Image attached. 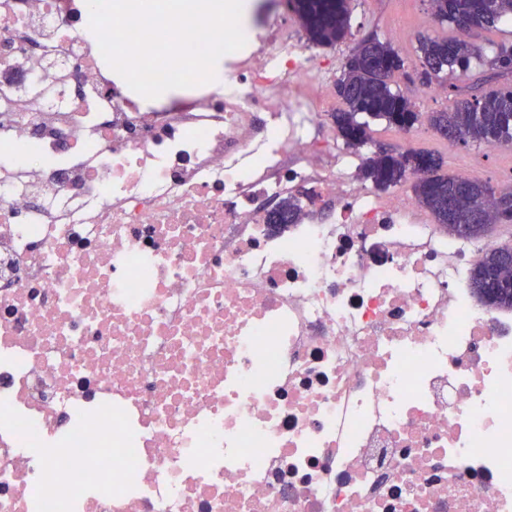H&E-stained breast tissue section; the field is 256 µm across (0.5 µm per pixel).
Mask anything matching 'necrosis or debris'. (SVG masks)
<instances>
[{"label":"necrosis or debris","mask_w":512,"mask_h":512,"mask_svg":"<svg viewBox=\"0 0 512 512\" xmlns=\"http://www.w3.org/2000/svg\"><path fill=\"white\" fill-rule=\"evenodd\" d=\"M87 11L0 0V512H512L488 244L316 136L334 61L273 28L143 107Z\"/></svg>","instance_id":"obj_1"}]
</instances>
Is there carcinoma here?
<instances>
[{
    "label": "carcinoma",
    "mask_w": 512,
    "mask_h": 512,
    "mask_svg": "<svg viewBox=\"0 0 512 512\" xmlns=\"http://www.w3.org/2000/svg\"><path fill=\"white\" fill-rule=\"evenodd\" d=\"M431 4L433 22L453 26L460 36L419 39L422 68L430 70L438 80L446 72L460 79L470 78L471 60L480 56V48L462 35L469 27L492 30L512 20V0H431ZM293 8L308 40L317 46L334 44L349 35V0H294ZM490 66L499 75L512 74V44L499 45ZM398 74H406L400 52L388 42L368 37L352 49L337 81L336 91L344 104V108L331 113L337 135L349 149L374 148L359 168L361 179L379 190L411 183L416 201L453 237L478 240L490 225L512 224V214L505 215L498 209L490 212L492 186L442 173L444 160L440 155L416 149L393 153L375 143L371 122L383 121L406 132L419 120L410 99L394 87ZM428 122L450 145L458 139L476 147L511 142L512 87L460 98L452 111L433 112ZM423 165L430 178L423 184L413 182V174ZM452 203L458 210H479L485 223H460L451 211ZM301 205L300 198L287 197L281 202L280 211L270 216V223L279 224L295 216ZM506 256H512L511 249L485 251L471 270L470 288L485 303L512 310V274L503 269Z\"/></svg>",
    "instance_id": "obj_1"
}]
</instances>
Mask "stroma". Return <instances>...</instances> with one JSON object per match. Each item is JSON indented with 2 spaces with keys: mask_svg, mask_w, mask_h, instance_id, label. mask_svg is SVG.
Here are the masks:
<instances>
[{
  "mask_svg": "<svg viewBox=\"0 0 512 512\" xmlns=\"http://www.w3.org/2000/svg\"><path fill=\"white\" fill-rule=\"evenodd\" d=\"M349 9L350 36L341 42L319 47V54L341 64L361 38L372 36L390 42L402 54L405 69L410 75L409 80L400 81V89L422 117L421 123L408 134L387 128L385 122H374V140L392 152H400L413 146L439 154L445 161V172L456 174L460 169L468 167L473 171L474 180L490 184L497 189L511 181L512 152L504 151L498 146H449L427 122L430 113L449 109L456 94H465L469 91L467 81L461 79L456 80V91L452 94L441 91L429 92L426 86L416 80L420 70L417 51L419 37H450L454 34L450 27L430 23L429 0H350Z\"/></svg>",
  "mask_w": 512,
  "mask_h": 512,
  "instance_id": "35a3bbf8",
  "label": "stroma"
}]
</instances>
